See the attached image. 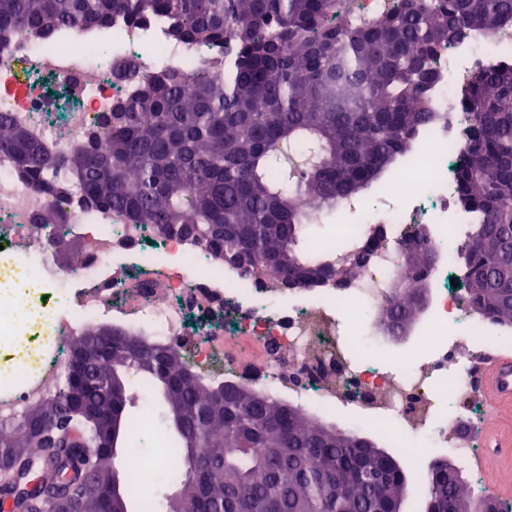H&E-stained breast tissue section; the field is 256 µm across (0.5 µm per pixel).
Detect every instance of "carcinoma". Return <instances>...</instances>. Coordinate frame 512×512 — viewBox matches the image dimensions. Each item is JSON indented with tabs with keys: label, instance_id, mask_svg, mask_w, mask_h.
Segmentation results:
<instances>
[{
	"label": "carcinoma",
	"instance_id": "1",
	"mask_svg": "<svg viewBox=\"0 0 512 512\" xmlns=\"http://www.w3.org/2000/svg\"><path fill=\"white\" fill-rule=\"evenodd\" d=\"M118 15L156 17L173 41L224 50V71H170L138 86L105 116L104 154L92 136L67 156H51L0 116V157L15 158L35 191L86 196L153 235L159 226L192 224L186 242L204 259L225 266V257L244 254L251 265H235L241 275L285 292L346 283L359 272L347 240L311 247L324 225L303 200L333 222L340 203L377 187L436 117L432 57L468 30L493 33L512 20V0H398L376 16L360 14L356 0H0V32L80 30ZM457 104L468 125L459 200L478 217L461 252L463 300L480 318L512 323V66L473 73ZM61 225L59 213L44 218L56 245L66 238ZM424 296L421 286L397 288L376 314L404 333ZM136 335L112 328L82 380L65 375L57 399L1 419L0 450L38 456L31 429L64 422L99 447L97 478L107 488L114 458L153 438L132 432L139 377L158 390V425L173 426L171 447L184 459L177 495L153 484L155 512H377L389 503L409 512L410 478L392 455L391 468L375 467L372 436L229 377L206 382L179 350L122 341ZM437 468L430 463L417 481L425 512L473 507L466 486L449 485ZM135 500L124 470L112 496L59 508L133 512Z\"/></svg>",
	"mask_w": 512,
	"mask_h": 512
}]
</instances>
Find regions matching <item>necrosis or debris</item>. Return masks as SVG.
I'll list each match as a JSON object with an SVG mask.
<instances>
[{
	"mask_svg": "<svg viewBox=\"0 0 512 512\" xmlns=\"http://www.w3.org/2000/svg\"><path fill=\"white\" fill-rule=\"evenodd\" d=\"M218 56L211 47L169 41L157 19L134 26L117 17L105 28L4 37L0 112L53 152L70 153L93 134L104 153V117L132 90L114 77L117 60H136L146 82ZM494 62L512 64V23L489 37L464 34L438 53L433 65L440 79L429 91L438 120L416 131L411 151L375 196L341 205L356 222L337 223L336 234L364 251L367 263L340 289L322 284L265 300L259 284L198 262L182 240L167 239L157 252L142 249V232L116 213L91 210L75 194L53 199L34 192L0 159V251L9 255L24 244L38 255L24 265L0 261V294L13 305L9 314L0 313V324L9 323L23 343L20 362L30 375L20 391L0 393V415L20 413L56 389L59 351L84 324L133 311L137 317L128 328L189 349L197 369L222 361L240 384L291 399L355 431L382 434L412 475L426 468L434 448L450 449L463 464L474 458L483 447L486 415L473 377L481 358L512 348V326L469 317L453 282L465 228L475 217L458 202L455 164L467 145V126L448 101L461 94L468 74ZM52 207L65 215L69 231H81L88 241L76 267L57 269L49 262L52 246L42 224ZM414 224L425 229L421 247L445 256L403 279L404 235ZM119 253L144 271L137 293L112 271ZM400 281L408 287L421 282L428 290V305L409 334L431 337L437 348L420 358L410 357L409 341L397 340L395 331L368 315ZM214 295L224 298L220 322L208 306ZM390 348L397 355L394 371L377 356ZM442 397L456 405L445 421L434 417ZM131 459L141 487L177 478L184 467L182 456L165 444L147 456L132 450Z\"/></svg>",
	"mask_w": 512,
	"mask_h": 512,
	"instance_id": "obj_1",
	"label": "necrosis or debris"
}]
</instances>
